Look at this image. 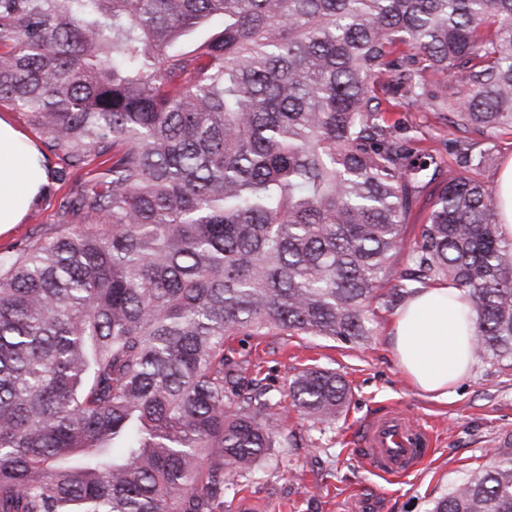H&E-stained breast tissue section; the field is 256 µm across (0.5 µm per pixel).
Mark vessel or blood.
<instances>
[{
	"label": "vessel or blood",
	"mask_w": 512,
	"mask_h": 512,
	"mask_svg": "<svg viewBox=\"0 0 512 512\" xmlns=\"http://www.w3.org/2000/svg\"><path fill=\"white\" fill-rule=\"evenodd\" d=\"M363 458L379 474L398 476L422 464L433 445L432 431L402 410L371 417L359 428Z\"/></svg>",
	"instance_id": "1"
}]
</instances>
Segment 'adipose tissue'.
I'll use <instances>...</instances> for the list:
<instances>
[{"instance_id": "ef3b65f1", "label": "adipose tissue", "mask_w": 512, "mask_h": 512, "mask_svg": "<svg viewBox=\"0 0 512 512\" xmlns=\"http://www.w3.org/2000/svg\"><path fill=\"white\" fill-rule=\"evenodd\" d=\"M48 185L38 148L0 118V231L20 223ZM390 336L401 370L423 392L447 398L471 371L474 323L466 298L448 284L414 289L398 307Z\"/></svg>"}]
</instances>
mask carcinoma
Here are the masks:
<instances>
[{
	"label": "carcinoma",
	"mask_w": 512,
	"mask_h": 512,
	"mask_svg": "<svg viewBox=\"0 0 512 512\" xmlns=\"http://www.w3.org/2000/svg\"><path fill=\"white\" fill-rule=\"evenodd\" d=\"M2 103L95 168L0 257V512H224L285 447L226 336L363 342L445 281L475 357L512 362V240L479 179L512 132V0H0ZM412 111L456 176L388 120ZM348 395L318 366L288 393L314 424ZM430 512H512V458ZM412 120L419 125V130L423 134L421 138L424 141L421 147L444 151L443 139L449 137L448 130L438 123L432 114L416 113V117H412ZM429 212L430 205L428 201V193L426 192L418 205L414 207L406 216L404 230L407 241L413 239L417 235L421 224H425Z\"/></svg>",
	"instance_id": "cac0c4a2"
}]
</instances>
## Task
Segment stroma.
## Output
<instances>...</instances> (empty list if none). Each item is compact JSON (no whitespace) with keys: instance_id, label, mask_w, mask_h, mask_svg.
I'll use <instances>...</instances> for the list:
<instances>
[{"instance_id":"obj_1","label":"stroma","mask_w":512,"mask_h":512,"mask_svg":"<svg viewBox=\"0 0 512 512\" xmlns=\"http://www.w3.org/2000/svg\"><path fill=\"white\" fill-rule=\"evenodd\" d=\"M77 172L52 164L50 185L24 220L0 233V257L13 253L33 230L52 232L57 207ZM394 310L380 312L367 341L321 336H231L226 347L251 352L278 397H285L295 368L316 364L349 384L346 413L332 425L311 424L296 410L280 413L288 445L276 449L239 489L226 490L224 512H429L435 499L468 480L512 442V367L475 361L448 399L414 388L402 372L389 336ZM398 407L418 415L436 444L427 462L387 480L370 471L352 443L370 415Z\"/></svg>"}]
</instances>
